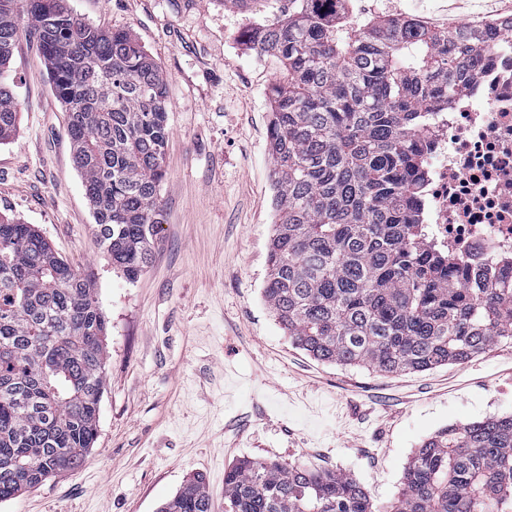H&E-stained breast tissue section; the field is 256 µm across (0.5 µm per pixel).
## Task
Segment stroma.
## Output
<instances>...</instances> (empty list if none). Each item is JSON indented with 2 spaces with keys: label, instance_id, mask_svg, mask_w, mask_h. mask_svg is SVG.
I'll return each mask as SVG.
<instances>
[{
  "label": "stroma",
  "instance_id": "obj_1",
  "mask_svg": "<svg viewBox=\"0 0 512 512\" xmlns=\"http://www.w3.org/2000/svg\"><path fill=\"white\" fill-rule=\"evenodd\" d=\"M357 21L421 12L440 30L488 0H358ZM128 31L168 79L165 222L149 267L128 281L97 244L26 11L11 62L21 103L0 144V213L34 225L90 276L108 322L99 436L84 463L0 503V512H157L204 475L224 512V471L242 459L351 474L388 512L404 469L443 427L512 414V341L462 364L383 374L323 363L277 323L263 288L276 221L269 87L280 61L246 38L288 0H66Z\"/></svg>",
  "mask_w": 512,
  "mask_h": 512
}]
</instances>
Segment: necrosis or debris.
<instances>
[{
	"label": "necrosis or debris",
	"instance_id": "1",
	"mask_svg": "<svg viewBox=\"0 0 512 512\" xmlns=\"http://www.w3.org/2000/svg\"><path fill=\"white\" fill-rule=\"evenodd\" d=\"M419 218L470 282L512 262V45L480 49L469 90L430 117Z\"/></svg>",
	"mask_w": 512,
	"mask_h": 512
}]
</instances>
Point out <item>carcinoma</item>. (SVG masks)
<instances>
[{
  "label": "carcinoma",
  "instance_id": "1",
  "mask_svg": "<svg viewBox=\"0 0 512 512\" xmlns=\"http://www.w3.org/2000/svg\"><path fill=\"white\" fill-rule=\"evenodd\" d=\"M0 0V140L20 104L7 74L16 4ZM288 19L247 36L280 59L270 89L277 223L264 298L315 359L425 371L512 340V271L478 286L465 261L422 246L418 202L430 114L469 87L490 35L387 18L354 26L346 0H289ZM96 236L129 280L163 223L167 80L127 31L63 0H28ZM107 322L92 282L32 225L0 216V502L82 463L97 439ZM158 512H211L202 475ZM224 512H374L352 475L244 460L224 472ZM391 512H512V415L446 427L406 467Z\"/></svg>",
  "mask_w": 512,
  "mask_h": 512
}]
</instances>
